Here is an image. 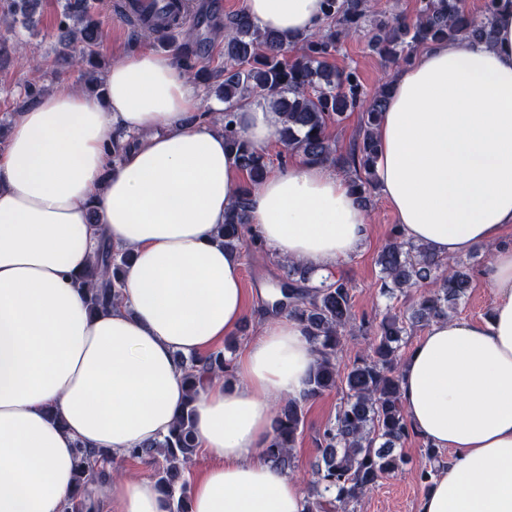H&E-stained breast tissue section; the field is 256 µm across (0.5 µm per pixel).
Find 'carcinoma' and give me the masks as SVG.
Listing matches in <instances>:
<instances>
[{
	"mask_svg": "<svg viewBox=\"0 0 512 512\" xmlns=\"http://www.w3.org/2000/svg\"><path fill=\"white\" fill-rule=\"evenodd\" d=\"M39 0H4L0 19L27 21ZM125 16L133 22L136 34H166L136 16V0H128ZM324 21L319 31L291 46L283 36L259 27L244 10L216 19L211 31L224 39L223 78L219 92L224 111L214 121L221 124L224 144L235 154L250 185L259 184L267 174L269 157L257 150L238 129L237 110L259 98L271 104L282 116L276 130L278 156L287 164L299 153L310 163L334 166L349 177L361 203L368 205L367 192L374 187V166L378 144L374 129L385 110L389 84L372 91L364 89L354 70L340 69L330 62L339 46L361 32L368 45L387 63L399 66L408 62L417 48L440 39L460 42L492 41L493 19L501 0H485L482 15L466 12L460 0H423L414 19H377L370 0H323ZM59 29L67 46L78 53L64 52L61 58L78 65L82 74L97 65L103 39L100 18L91 11L88 0H63ZM185 39L180 54L183 65L195 81L207 83L213 73L199 61L195 28L183 26ZM348 112L363 115L362 134L349 149L337 151L329 127L341 124ZM249 193L245 189L225 214L219 238L224 250L234 253L244 243L249 224ZM130 260L129 254L114 249L102 238L93 251L79 285L88 286L90 309H105L119 299L120 276ZM383 274L381 293L389 297L403 294L420 283L432 282V289L421 295L408 314L386 313L377 323L364 322L353 332L351 288L339 278L312 287V271L301 263L287 261L279 284L278 297L264 314H286L297 320L315 347L317 360L300 399L284 401L275 416L273 436L265 448L266 458L283 470L294 471L293 448L304 424V403L327 391L342 389L343 400L334 419L319 438L320 459L313 469L316 492L305 500V512H348L349 506L378 480L404 468L409 460L398 445L412 430L401 404V349L405 336L416 326H425L450 317L470 285L467 265L461 259H444L428 244L407 241L400 232L380 252ZM361 345L352 363L341 367L349 344ZM232 343L200 358L182 362L188 387L187 400L168 434L126 457L155 465L156 482L168 497L170 512H189V489L185 470L193 460L197 444L192 433L194 403L205 377L229 379L231 360L227 353ZM431 468L419 470L420 480L429 485L438 471L441 452L427 444ZM112 462L109 451L76 446L74 501L62 512L85 507L88 484L104 474Z\"/></svg>",
	"mask_w": 512,
	"mask_h": 512,
	"instance_id": "1",
	"label": "carcinoma"
}]
</instances>
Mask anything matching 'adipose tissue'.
Returning <instances> with one entry per match:
<instances>
[{"label": "adipose tissue", "mask_w": 512, "mask_h": 512, "mask_svg": "<svg viewBox=\"0 0 512 512\" xmlns=\"http://www.w3.org/2000/svg\"><path fill=\"white\" fill-rule=\"evenodd\" d=\"M261 28L315 33L322 0H245ZM171 54L113 64L99 97L65 84L22 112L0 147V512H61L76 445L121 458L168 433L185 397L182 359L246 317L236 255L215 236L242 191L224 135ZM257 149L280 116L236 114ZM132 146L113 160V131ZM377 185L405 240L443 257L493 250L484 320L431 324L401 366L413 429L455 453L420 512H512V0L491 43L443 40L397 69L376 128ZM251 232L323 279L365 241V207L332 167L302 158L252 189ZM129 251L118 303L91 311L78 277L99 235ZM317 355L301 325L266 322L230 382L205 380L193 434L210 464L191 512H303L298 481L263 454L274 407L301 398ZM111 512H169L155 480L106 483Z\"/></svg>", "instance_id": "ef3b65f1"}]
</instances>
